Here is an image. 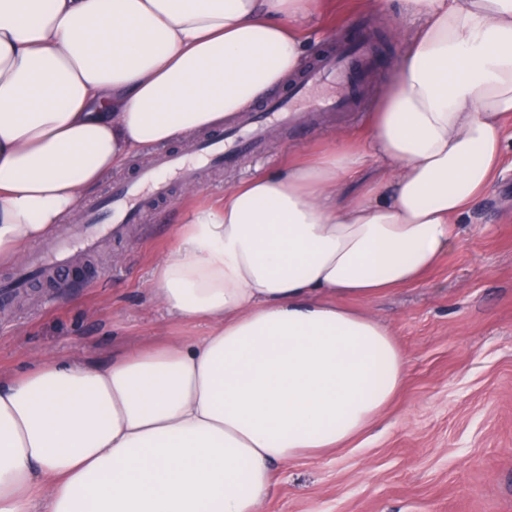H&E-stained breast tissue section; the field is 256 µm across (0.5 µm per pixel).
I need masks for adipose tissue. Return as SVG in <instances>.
Instances as JSON below:
<instances>
[{"label":"adipose tissue","instance_id":"ef3b65f1","mask_svg":"<svg viewBox=\"0 0 512 512\" xmlns=\"http://www.w3.org/2000/svg\"><path fill=\"white\" fill-rule=\"evenodd\" d=\"M421 25L361 146L190 208L152 295L206 335L0 377V512H255L275 465L340 448L402 387L344 306L417 282L498 172L512 0H406ZM318 0H0V262L113 169L233 121L304 63ZM390 166L341 188L370 155Z\"/></svg>","mask_w":512,"mask_h":512}]
</instances>
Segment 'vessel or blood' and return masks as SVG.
Returning <instances> with one entry per match:
<instances>
[{
	"mask_svg": "<svg viewBox=\"0 0 512 512\" xmlns=\"http://www.w3.org/2000/svg\"><path fill=\"white\" fill-rule=\"evenodd\" d=\"M371 40L339 46L323 56L295 87L292 97L268 103L263 112L224 138L189 145L187 153L158 154L151 166L144 168L136 181L114 183L104 208L87 214L86 225L77 233L61 232L51 250L32 252L26 269L17 271L16 283H23L29 273L66 266L78 252L94 251L103 237L118 236L123 226L133 221L144 202L168 192V177L186 184L199 180L204 165L235 163L241 156L258 151L266 138L269 125H294L300 122L297 104L313 99V111L349 112L355 109L359 91L356 75L372 58Z\"/></svg>",
	"mask_w": 512,
	"mask_h": 512,
	"instance_id": "1",
	"label": "vessel or blood"
}]
</instances>
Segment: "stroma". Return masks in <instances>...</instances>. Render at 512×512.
<instances>
[{
    "label": "stroma",
    "mask_w": 512,
    "mask_h": 512,
    "mask_svg": "<svg viewBox=\"0 0 512 512\" xmlns=\"http://www.w3.org/2000/svg\"><path fill=\"white\" fill-rule=\"evenodd\" d=\"M419 22L405 0H330L309 26L306 63L332 50L337 35L368 29L377 49L360 111L271 128L264 154L206 168L193 197L173 182L170 197L144 206L122 237L58 269L68 288L37 286L0 307V375L47 356L104 363L120 349L204 335V323L169 317L150 292L173 226L192 204L287 163L292 150L361 140L395 78L402 35ZM457 230V246L419 282L353 304L386 325L405 353L403 388L346 447L277 465L258 512H512V124L496 181Z\"/></svg>",
    "instance_id": "stroma-1"
}]
</instances>
